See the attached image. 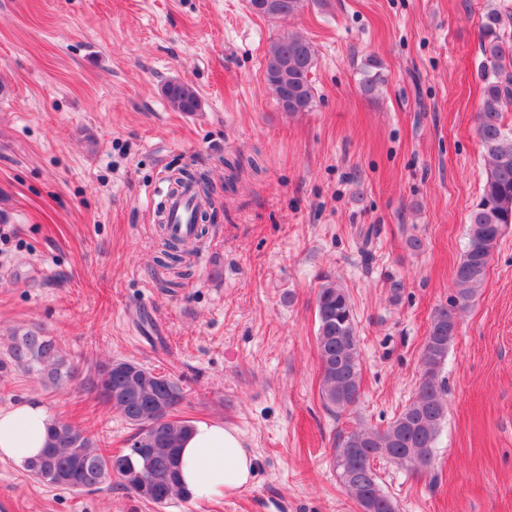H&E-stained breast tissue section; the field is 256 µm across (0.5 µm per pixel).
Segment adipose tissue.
Instances as JSON below:
<instances>
[{
    "label": "adipose tissue",
    "instance_id": "adipose-tissue-1",
    "mask_svg": "<svg viewBox=\"0 0 512 512\" xmlns=\"http://www.w3.org/2000/svg\"><path fill=\"white\" fill-rule=\"evenodd\" d=\"M52 421L43 404L23 400L0 408V460L21 466L39 454ZM256 464L240 434L224 424L199 421L180 448L181 483L199 502L236 494L252 484Z\"/></svg>",
    "mask_w": 512,
    "mask_h": 512
}]
</instances>
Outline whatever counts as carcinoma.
<instances>
[{
  "label": "carcinoma",
  "mask_w": 512,
  "mask_h": 512,
  "mask_svg": "<svg viewBox=\"0 0 512 512\" xmlns=\"http://www.w3.org/2000/svg\"><path fill=\"white\" fill-rule=\"evenodd\" d=\"M304 2L276 0L277 8L266 17L293 15ZM511 22L512 14L494 8L482 24L481 49L486 62L480 72L483 95L476 132L487 155V176L481 199L469 215L466 249L452 273L453 295L428 328L415 396L386 429L357 428L336 437L332 465L361 512H398L395 499L380 485L376 460H390L414 474L431 467L434 444L448 414V388L442 372L456 336L455 311L465 309L483 288L503 230L512 224V135L503 122L504 112L512 106V47L500 37V30ZM315 65V49L306 37L290 33L270 41L265 79L281 111L296 114L312 109ZM365 67L360 89L373 96L385 82L377 73L380 61L370 57ZM163 92L177 112L200 109V98L185 81H169ZM245 164L259 170L253 158L224 161L231 171L224 188L233 185ZM177 249L178 241H165L158 264L179 277L183 275L177 270L182 257L175 253ZM316 312L320 398L328 412L340 417L357 404L361 394L358 336L347 291L335 281L325 280L316 294ZM11 367L26 370L50 387L63 385L75 373L61 348L34 331L11 336L6 357L0 359V371ZM84 385L135 427L128 448L119 454L105 452L79 425L55 419L47 429L43 454L29 461L26 470L48 485L74 491L115 478L125 490L156 506L174 498L187 499L179 477V451L192 424L174 415L182 400L178 384L136 361L115 359L95 368Z\"/></svg>",
  "instance_id": "carcinoma-1"
}]
</instances>
